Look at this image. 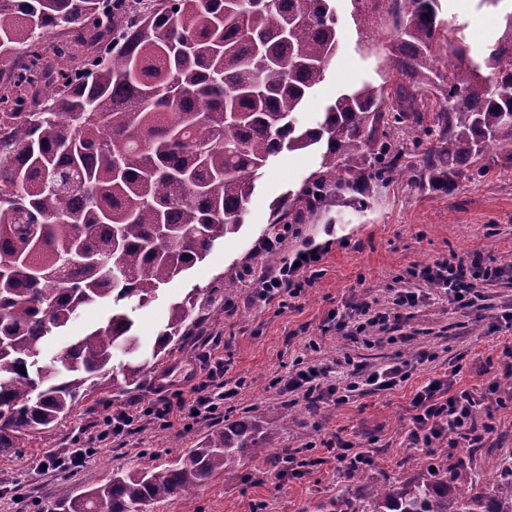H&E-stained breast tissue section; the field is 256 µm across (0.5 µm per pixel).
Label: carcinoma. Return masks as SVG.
<instances>
[{
	"label": "carcinoma",
	"instance_id": "carcinoma-1",
	"mask_svg": "<svg viewBox=\"0 0 512 512\" xmlns=\"http://www.w3.org/2000/svg\"><path fill=\"white\" fill-rule=\"evenodd\" d=\"M408 2L391 0L396 82L339 92L304 129L297 114L341 44L332 0H0V455L109 385L137 388L169 356L196 324L199 289L169 305L149 361L120 302L150 304L237 233L270 158L322 148L273 201L274 224L364 208L396 179L448 192L512 164V11L477 59L438 0ZM87 14L99 24L85 27ZM38 32L49 41L37 85L22 71ZM103 304L105 322L43 361L54 332ZM117 350L133 360L116 372ZM264 423H227L184 459L80 493L61 486L56 510L141 512L191 493L264 453ZM362 512H512V470L488 492L458 460L371 489Z\"/></svg>",
	"mask_w": 512,
	"mask_h": 512
}]
</instances>
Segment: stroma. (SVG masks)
Listing matches in <instances>:
<instances>
[{
	"instance_id": "obj_1",
	"label": "stroma",
	"mask_w": 512,
	"mask_h": 512,
	"mask_svg": "<svg viewBox=\"0 0 512 512\" xmlns=\"http://www.w3.org/2000/svg\"><path fill=\"white\" fill-rule=\"evenodd\" d=\"M335 5L343 41L335 63L298 115L304 126L316 124L323 102L337 91L391 77L388 48L394 23L387 0H335ZM439 14L462 25L467 43L478 50L505 32L500 12L479 6L478 0H439ZM319 162L313 150L273 158L261 173L238 233L219 240L187 277L173 281L157 300L134 312L138 334L150 341L170 301L194 288L216 289L214 301L204 306L171 358L138 388L83 401L54 431L14 455L0 456V512H54L53 490L59 482L84 491L111 473H134L185 456L212 427L282 401L277 380L298 356L330 364L346 352L372 366L388 364L399 354L418 367L393 389L367 392L343 404L330 401L313 411L297 402L293 419H269L265 457L215 476L192 495L145 505L144 512H336L340 495L356 496L367 483L430 476L450 457L471 461L482 483L500 481L512 466V377L504 370L502 354L512 344V334L498 330L495 318L512 307V165L503 163L485 177L461 180L448 194L396 181L381 189L367 209L335 206L317 223L299 225L279 251L289 260L306 242L320 245V274L286 304L265 302L255 277L266 267L257 246L273 233L271 203L297 189ZM453 253H477L509 265L508 274L486 289L489 309L461 310L440 298L410 310L394 332L377 330L372 338L354 340L337 330V308L363 300L387 303L398 277ZM243 265L252 278L241 283L237 296L225 300L220 287ZM424 353L429 361H421ZM454 365L460 368L458 387L500 383L502 403L494 412L493 432L475 445L451 433L433 451L409 447L413 396ZM224 389L232 390V397L218 401L211 414H192L190 406L198 396ZM164 401L176 407L168 427L154 414ZM128 409L136 417L127 433L102 437L103 421ZM336 438L361 443L371 464L350 473L331 462L298 478L277 479L276 460L285 452L312 447L321 454ZM79 448L89 456L78 470L47 462L48 454L63 458Z\"/></svg>"
}]
</instances>
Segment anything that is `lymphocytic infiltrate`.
Masks as SVG:
<instances>
[{
  "mask_svg": "<svg viewBox=\"0 0 512 512\" xmlns=\"http://www.w3.org/2000/svg\"><path fill=\"white\" fill-rule=\"evenodd\" d=\"M299 265L279 269L261 281V295L268 300L296 298L309 287V272L322 258L319 247H307ZM504 265L483 263L480 257L454 254L435 259L411 271L403 285L391 289L387 304L362 302L339 315L338 330L356 336L373 329H386L400 321L403 311L417 308L443 296L459 308L475 306L483 300L478 283L490 284L504 277ZM415 370L407 360H397L377 368L356 364L352 357L329 368L298 357L288 375L279 381L282 393L300 400L335 399L343 403L363 390H389L408 380ZM498 383L482 389L457 388L453 374L429 380L412 399L413 414L407 440L413 448H433L447 433L470 442L481 441L492 432L491 417L497 407Z\"/></svg>",
  "mask_w": 512,
  "mask_h": 512,
  "instance_id": "f902f5d3",
  "label": "lymphocytic infiltrate"
}]
</instances>
